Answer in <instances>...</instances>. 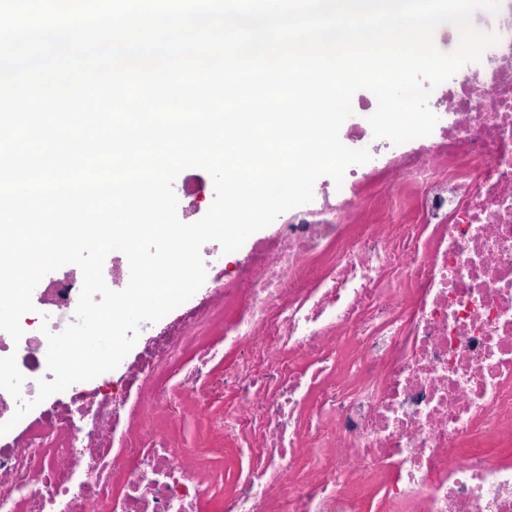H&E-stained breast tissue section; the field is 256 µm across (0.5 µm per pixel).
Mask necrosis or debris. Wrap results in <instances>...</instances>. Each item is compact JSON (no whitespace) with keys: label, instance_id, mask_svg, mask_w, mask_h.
Segmentation results:
<instances>
[{"label":"necrosis or debris","instance_id":"obj_1","mask_svg":"<svg viewBox=\"0 0 512 512\" xmlns=\"http://www.w3.org/2000/svg\"><path fill=\"white\" fill-rule=\"evenodd\" d=\"M480 61L433 89L413 147L277 217L118 372L0 435V512H512V0ZM77 266L43 278L15 355L24 398L73 319ZM233 445L231 477L206 468Z\"/></svg>","mask_w":512,"mask_h":512}]
</instances>
